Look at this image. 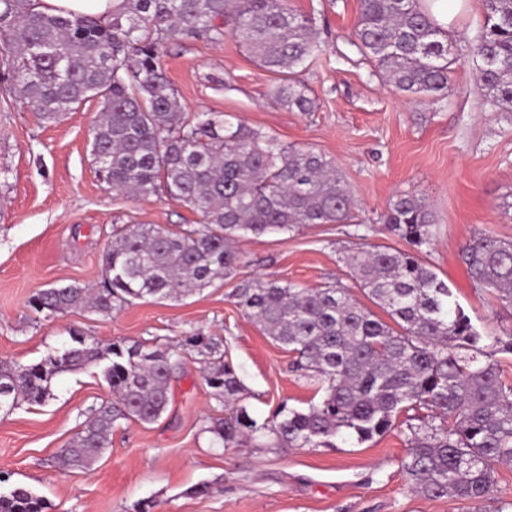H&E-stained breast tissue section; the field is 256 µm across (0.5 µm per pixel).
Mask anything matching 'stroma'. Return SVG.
Returning a JSON list of instances; mask_svg holds the SVG:
<instances>
[{
  "mask_svg": "<svg viewBox=\"0 0 512 512\" xmlns=\"http://www.w3.org/2000/svg\"><path fill=\"white\" fill-rule=\"evenodd\" d=\"M290 4L316 21L322 54L299 73L313 111L270 102L264 92L275 74L230 34L219 44L170 40L163 65L185 111H218L281 144L324 153L352 192L359 224L245 238L234 277L179 301L137 300L108 319L80 310L43 319L30 297L52 285L100 281L113 225H195L200 217L175 201L113 192L98 177L89 146L96 101L45 124L16 99L0 112V361L37 362L76 329L105 343L146 339L165 349L199 328L223 336L224 357L244 384L240 403L258 422L283 402L307 407L315 385L292 372L293 353L236 307L234 290L264 276L310 288L339 282L364 299L340 252L361 235L405 249L382 221L389 201L405 192L427 200L437 225L424 263L484 335L512 331V307L473 282L461 260L474 237L512 241V217L502 212L512 203V120L484 110L461 60L440 102L396 92L350 44L360 0ZM51 390L45 405L0 415V490L29 489L47 500L48 512H133L142 500L154 512H471L470 503L412 491L401 467L408 452L401 424L334 448H268L258 440L216 447L207 426L217 409L192 352L183 354L163 418L120 421L110 452L89 470L60 471L49 460L112 391L96 367L59 375ZM204 483L215 491L196 495Z\"/></svg>",
  "mask_w": 512,
  "mask_h": 512,
  "instance_id": "obj_1",
  "label": "stroma"
}]
</instances>
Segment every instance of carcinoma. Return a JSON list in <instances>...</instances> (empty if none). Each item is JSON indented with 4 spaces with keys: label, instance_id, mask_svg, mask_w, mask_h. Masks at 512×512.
I'll use <instances>...</instances> for the list:
<instances>
[{
    "label": "carcinoma",
    "instance_id": "obj_1",
    "mask_svg": "<svg viewBox=\"0 0 512 512\" xmlns=\"http://www.w3.org/2000/svg\"><path fill=\"white\" fill-rule=\"evenodd\" d=\"M483 22L464 58L491 112L512 115V0H482ZM233 34L256 61L278 75L266 90L277 105L310 112L313 101L296 68L321 46L314 18L288 0H123L102 21L48 15L34 0H0V108L22 98L51 124L96 99L90 152L113 191L170 198L196 212L195 226L124 224L113 230L104 275L93 285L44 288L29 300L44 318L83 308L100 317L135 300L180 299L232 276L244 238L310 224H361L350 188L334 162L311 149L282 145L224 113H188L162 67L169 40L218 44ZM421 0H360L351 44L400 93L420 100L445 95L448 40ZM406 250L358 247L346 256L359 286L394 325L358 302L342 284L307 288L256 277L239 285L235 304L295 354L294 369L319 384L321 399L305 409L283 404L258 423L237 405L243 386L224 360V338L198 329L181 346L201 356L209 396L224 416L207 432L221 448L266 437L272 448H334L364 443L406 416L409 446L402 463L421 495L455 499L475 512L489 504L496 466L512 461V384L487 359L486 339L452 302L448 284L419 254L436 235L430 205L413 193L396 196L383 215ZM470 278L512 306V241L484 235L462 250ZM181 355L147 340L103 343L77 331L72 343L38 362H0V412L53 398V379L102 367L114 399L89 409L75 436L52 459L58 469H88L109 449L120 420L157 422L170 404ZM431 419L421 425L417 412ZM0 512H46L43 499L15 487L0 492Z\"/></svg>",
    "mask_w": 512,
    "mask_h": 512
}]
</instances>
